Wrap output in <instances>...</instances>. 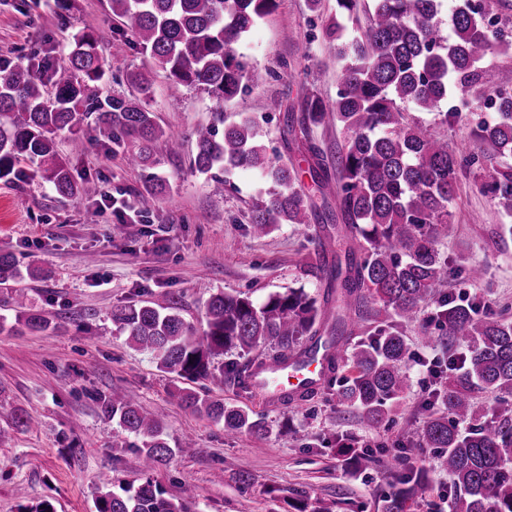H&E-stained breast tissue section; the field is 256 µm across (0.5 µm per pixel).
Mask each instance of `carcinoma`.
Returning a JSON list of instances; mask_svg holds the SVG:
<instances>
[{"label":"carcinoma","instance_id":"cac0c4a2","mask_svg":"<svg viewBox=\"0 0 512 512\" xmlns=\"http://www.w3.org/2000/svg\"><path fill=\"white\" fill-rule=\"evenodd\" d=\"M339 13L352 19L364 11L365 23L338 47L341 61L336 101L325 104L312 95L301 117L289 112L284 131L300 126L332 124L345 134L333 167L336 207L305 200L298 171L267 153L261 126L249 118L224 122L223 129L200 126L195 132L192 165L201 174L251 169L260 174L261 201L252 210L251 232L267 234L277 224L313 221L334 230L319 242L322 253L309 271L336 289V310L327 311L305 287L290 288L255 302L244 292L213 294L198 329L177 312V301L142 300L112 311V322L135 350L152 355L159 370L189 380L224 379L249 390L256 363L290 362L306 367L319 358L332 372L349 371L338 393L376 424L384 422L408 379L403 365L410 359L401 323L416 320L424 304L437 305L435 319L448 351L445 374L432 400L444 410L430 414L420 440L401 447L405 456L425 448L441 450V464L453 489L451 512H512V320L493 316L476 301L442 290L451 264L438 244L456 234L452 202L457 175L478 169L483 185L503 211L512 213V166L496 164L512 155V68L500 70L494 89L493 120L483 117L473 127V150L461 155L448 148L439 128L457 116L445 108L448 98L485 95L480 87L483 61L501 31L489 15L487 0H464L452 10V36L439 35L441 0H336ZM118 26L112 33L139 46L167 74L173 88L198 87L216 99L237 96L246 64L235 45L278 7V0H108ZM102 36L93 30L73 35L61 64L41 58L28 65L0 68V179L17 186L40 175L63 196L83 190L68 159L57 149L56 133L87 120L100 136L114 143L131 136L138 150L128 164H151L153 146L168 138L148 100L151 72L127 75L135 92L102 95L105 75L100 53ZM65 75L46 95L45 76L56 68ZM412 104L432 116L413 118ZM152 184L139 195L143 213L166 193L167 181L151 174ZM372 314L382 324L377 334L347 347L354 331L352 314ZM52 320L31 313L23 325L46 330ZM268 348L259 361L224 365L219 358L237 349L244 354ZM497 394L483 407L479 394ZM192 411L224 423L228 433L261 434L266 427L238 406L193 392L181 396ZM103 415L118 420L135 441L127 444L141 455L144 477L139 484H105L95 497V512H194L193 497L173 496L150 473L168 464L174 449L157 415L144 410L130 394H101ZM469 425L466 432L458 428ZM423 473L408 470L399 481L405 489L385 498L383 512H407L409 496Z\"/></svg>","mask_w":512,"mask_h":512}]
</instances>
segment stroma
<instances>
[{
  "label": "stroma",
  "instance_id": "35a3bbf8",
  "mask_svg": "<svg viewBox=\"0 0 512 512\" xmlns=\"http://www.w3.org/2000/svg\"><path fill=\"white\" fill-rule=\"evenodd\" d=\"M57 13L56 0H0V60L17 65L59 58L74 33L92 29L109 36L102 44L105 92L118 90L126 74L153 69L148 54L112 37L117 22L107 0H78L64 26ZM335 13L336 0H320L314 10L307 0H278L277 10L237 47L251 80L226 104L198 88L172 90L165 72L153 69L151 107L168 137L155 146L151 173L169 189L150 214L137 206L147 173L124 161L136 151V139L115 145L87 123L56 137L84 182L81 196H61L41 178L21 187L0 181V250L13 253L22 272L0 285V512L44 500L54 512H95L97 489L106 479L140 481L141 459L128 445L129 434L102 415L96 400L112 391L133 393L143 409L163 419L175 455L153 478L174 496L191 489L198 512H295L302 496L331 512H381L383 497L397 489L396 474L412 468L422 470L424 480L409 512H448L451 483L437 450L404 459L398 449L419 438L426 401L439 387L429 367L448 356L442 345L418 343L421 328L439 330L433 304L403 327L412 352L408 388L379 425L341 405L332 390L284 405L229 381L218 387L162 372L112 322L113 309L166 294L177 297L181 316L193 324L220 291L246 292L261 302L303 286L326 301L325 283L309 274L322 258L314 243L324 234L320 224H279L254 236L249 218L258 176L237 170L225 176L218 193L210 176L195 172L192 158L195 129L213 123L216 112L229 121L247 115L265 131L269 153L293 162L302 188L314 193L309 156L284 139L283 113H301L311 92L324 103L335 101L337 41L326 34ZM273 99L281 111H268ZM76 138L85 144L78 154L71 151ZM107 196L124 202L125 214L108 211L98 223H86L88 206ZM452 212L457 233L439 249L452 261L453 294L512 313V235L500 231L512 224V215L469 174L460 177ZM476 263L484 268L477 282L468 276ZM30 267L39 269L38 277H26ZM15 290L25 294L22 306L10 298ZM32 312L54 321L40 332L16 324V317ZM190 390L260 415L266 434L225 432L223 424L182 405L181 394ZM22 417L30 418L29 426H18ZM188 438L196 447H184ZM340 439L366 448L371 459L349 468L336 450ZM243 473L249 483L240 481Z\"/></svg>",
  "mask_w": 512,
  "mask_h": 512
}]
</instances>
